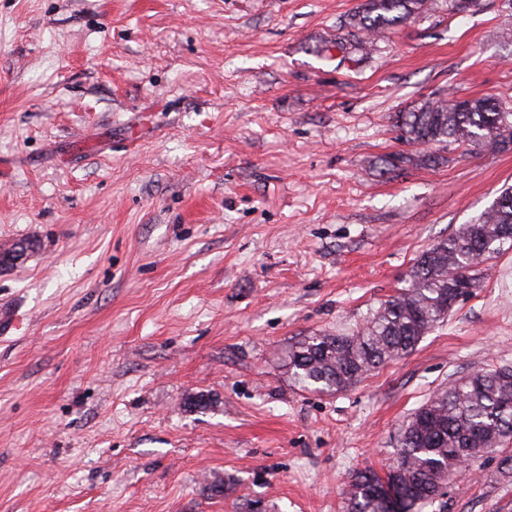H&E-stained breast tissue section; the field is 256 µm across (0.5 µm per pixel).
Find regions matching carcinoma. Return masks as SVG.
I'll return each instance as SVG.
<instances>
[{
    "instance_id": "1",
    "label": "carcinoma",
    "mask_w": 512,
    "mask_h": 512,
    "mask_svg": "<svg viewBox=\"0 0 512 512\" xmlns=\"http://www.w3.org/2000/svg\"><path fill=\"white\" fill-rule=\"evenodd\" d=\"M426 0H365L351 15L354 49L369 54L375 40L420 14ZM402 139L414 145L451 144L504 150L512 142V108L491 98L453 95L427 99L395 114ZM512 232V186L504 187L473 223L463 224L415 262L409 286L381 303L352 335L305 336L288 348L291 376L322 393L338 392L383 364L409 354L456 305L457 293L479 287L480 265L502 251ZM512 438V377L497 369L458 380L422 405L403 427L400 448L384 480L356 472L347 489L348 512H422L444 495L461 460L499 451Z\"/></svg>"
}]
</instances>
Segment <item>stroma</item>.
<instances>
[{
  "label": "stroma",
  "mask_w": 512,
  "mask_h": 512,
  "mask_svg": "<svg viewBox=\"0 0 512 512\" xmlns=\"http://www.w3.org/2000/svg\"><path fill=\"white\" fill-rule=\"evenodd\" d=\"M362 2L0 0V248L33 245L0 269V512H346L416 409L512 367V251L347 390L283 362L512 185V149L427 165L393 122L512 105V0H427L370 55L326 51ZM505 454L423 512H512Z\"/></svg>",
  "instance_id": "obj_1"
}]
</instances>
